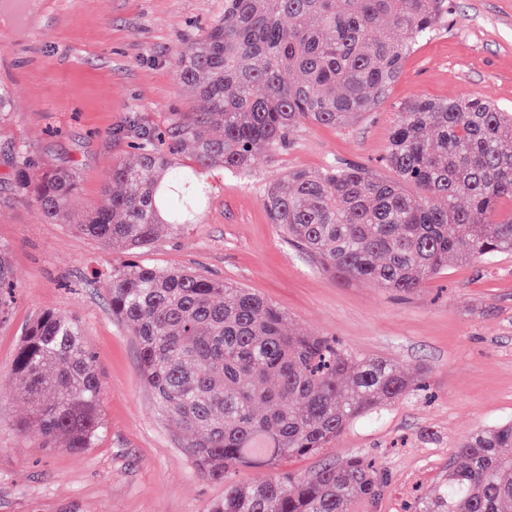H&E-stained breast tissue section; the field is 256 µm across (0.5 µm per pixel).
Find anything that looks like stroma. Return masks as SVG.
I'll return each instance as SVG.
<instances>
[{
	"instance_id": "35a3bbf8",
	"label": "stroma",
	"mask_w": 512,
	"mask_h": 512,
	"mask_svg": "<svg viewBox=\"0 0 512 512\" xmlns=\"http://www.w3.org/2000/svg\"><path fill=\"white\" fill-rule=\"evenodd\" d=\"M451 2L445 26L408 56L374 112L344 128L302 125L284 150L259 148L249 175L210 169L198 223L180 235L160 228L143 252L100 244L79 225L113 166L137 160L122 132L129 119L161 127L170 113L204 109L174 66L223 14L224 0H30L21 22L0 28V87L12 96L0 121V254L13 281L0 319V512H206L223 498V484L202 478L185 454L180 428L158 415L137 342L112 316L105 284L128 263L250 289L284 312L289 332L423 370L425 389L354 421L331 447L282 462L309 475L352 456L372 460L382 491L350 512H409L464 436L512 420V253L449 259L420 293L401 299L323 271L286 241L262 203L268 185L293 170L353 163L389 177L390 130L410 100L480 97L512 110V0ZM22 146L36 167L75 172L66 223L15 194ZM45 311L81 323L103 381V428L78 453L18 430L32 408L17 395L15 359Z\"/></svg>"
}]
</instances>
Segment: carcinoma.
I'll return each instance as SVG.
<instances>
[{"label":"carcinoma","mask_w":512,"mask_h":512,"mask_svg":"<svg viewBox=\"0 0 512 512\" xmlns=\"http://www.w3.org/2000/svg\"><path fill=\"white\" fill-rule=\"evenodd\" d=\"M448 0H224V15L176 62L205 102L162 135L136 132L134 164L112 167L81 231L147 250L159 227L194 224L209 187L201 173L251 171L254 150L278 151L305 123L346 127L372 111L405 59L448 19ZM398 29L403 37L395 38ZM296 72L299 79H288ZM221 135H215V132ZM187 150L194 164L173 154ZM393 178L359 165L288 173L263 205L286 239L322 268L408 297L448 265L512 252V112L482 98H418L398 112L384 157ZM12 181L57 223L78 186L66 168L40 170L18 151ZM0 253V315L12 304ZM112 316L139 346V370L163 417L184 433L198 474L224 484L208 512H348L378 495L359 456L309 476L278 469L317 453L358 418L419 386L396 362L351 355L324 336L290 335L285 315L245 288L196 272L129 263L112 268ZM15 373L34 411L24 428L50 449L93 447L102 382L81 325L46 311L27 329ZM462 461L438 477L415 512H512V421L478 429ZM273 470L239 485L241 466Z\"/></svg>","instance_id":"1"}]
</instances>
